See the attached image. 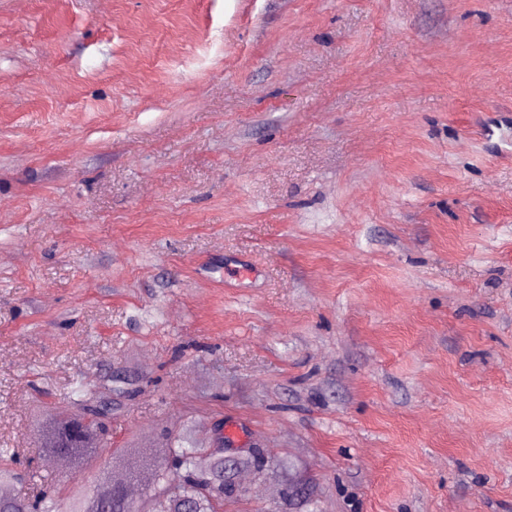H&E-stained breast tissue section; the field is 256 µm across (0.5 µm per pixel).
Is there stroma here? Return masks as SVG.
Returning <instances> with one entry per match:
<instances>
[{"label":"stroma","instance_id":"stroma-1","mask_svg":"<svg viewBox=\"0 0 512 512\" xmlns=\"http://www.w3.org/2000/svg\"><path fill=\"white\" fill-rule=\"evenodd\" d=\"M78 381L224 512H512V0H0V446Z\"/></svg>","mask_w":512,"mask_h":512}]
</instances>
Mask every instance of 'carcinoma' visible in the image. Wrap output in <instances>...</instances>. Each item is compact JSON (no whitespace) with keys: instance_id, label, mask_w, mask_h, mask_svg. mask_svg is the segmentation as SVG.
<instances>
[{"instance_id":"1","label":"carcinoma","mask_w":512,"mask_h":512,"mask_svg":"<svg viewBox=\"0 0 512 512\" xmlns=\"http://www.w3.org/2000/svg\"><path fill=\"white\" fill-rule=\"evenodd\" d=\"M70 404L84 412L92 394L78 385ZM37 453L62 456L79 469L93 458L108 455L105 477L94 491L78 480L69 488L55 486L27 465L17 468L18 449L0 448V485H31L33 494L20 490L0 495V512H224V456L185 433L162 449L116 448L112 439V409L88 420L48 418L38 429ZM139 483L147 497L161 498L126 507L130 481Z\"/></svg>"}]
</instances>
